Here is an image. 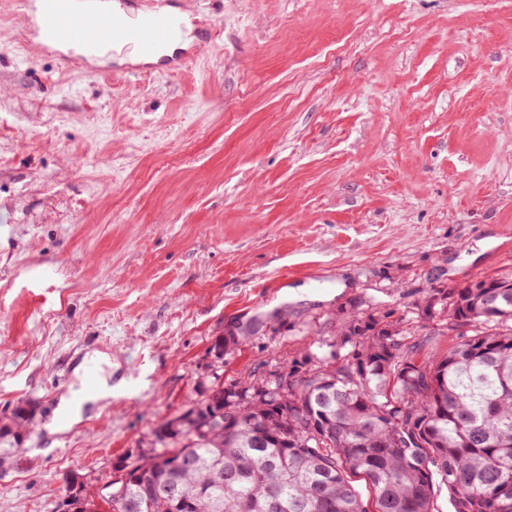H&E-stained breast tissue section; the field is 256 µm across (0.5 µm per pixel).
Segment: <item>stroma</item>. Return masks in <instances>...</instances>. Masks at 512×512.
<instances>
[{
  "label": "stroma",
  "mask_w": 512,
  "mask_h": 512,
  "mask_svg": "<svg viewBox=\"0 0 512 512\" xmlns=\"http://www.w3.org/2000/svg\"><path fill=\"white\" fill-rule=\"evenodd\" d=\"M177 73L66 69L0 4V512H61L216 379L512 274V0H179ZM285 309L280 329L225 327ZM112 397L46 424L94 353Z\"/></svg>",
  "instance_id": "1"
}]
</instances>
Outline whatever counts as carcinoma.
<instances>
[{
	"instance_id": "1",
	"label": "carcinoma",
	"mask_w": 512,
	"mask_h": 512,
	"mask_svg": "<svg viewBox=\"0 0 512 512\" xmlns=\"http://www.w3.org/2000/svg\"><path fill=\"white\" fill-rule=\"evenodd\" d=\"M350 309L328 355L299 352L278 385L215 381L160 424L118 461L109 512H438L443 488L453 512H512V275L417 304L443 354L402 317ZM69 505L98 512L81 492Z\"/></svg>"
}]
</instances>
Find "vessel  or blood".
<instances>
[{
	"mask_svg": "<svg viewBox=\"0 0 512 512\" xmlns=\"http://www.w3.org/2000/svg\"><path fill=\"white\" fill-rule=\"evenodd\" d=\"M28 18L29 38L43 50L57 53L63 64L72 62V45L88 55L112 46L133 49L150 57L178 39L179 20L169 9H157L139 17L128 9L130 0L119 7L78 9L74 0H32Z\"/></svg>",
	"mask_w": 512,
	"mask_h": 512,
	"instance_id": "vessel-or-blood-1",
	"label": "vessel or blood"
}]
</instances>
